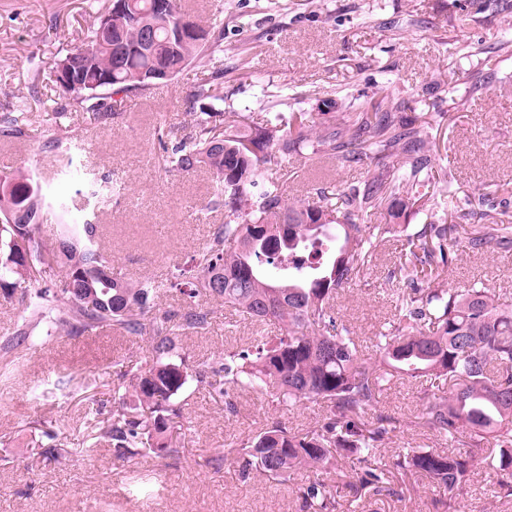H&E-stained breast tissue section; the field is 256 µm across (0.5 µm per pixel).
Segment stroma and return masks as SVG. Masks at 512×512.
<instances>
[{
	"label": "stroma",
	"instance_id": "35a3bbf8",
	"mask_svg": "<svg viewBox=\"0 0 512 512\" xmlns=\"http://www.w3.org/2000/svg\"><path fill=\"white\" fill-rule=\"evenodd\" d=\"M108 0H0V109L21 106L30 112L34 132L22 142L0 140V162L16 169L39 162L47 186H55V163L45 151L44 131L54 123L58 95L52 70L62 47L76 45ZM460 0H190L206 18L224 17V98L238 111H277V98L302 92V107L315 109L326 93L373 94L391 87L409 101L413 115L425 112L418 94L439 83L442 98H466L463 109L431 115L430 132L439 166H452L454 202L468 204L475 224L487 221L492 205L512 207V55L501 58L487 76L481 54L463 53L471 35L494 43L512 36V0H493L478 23L461 27L455 17ZM215 61L202 60L175 81L156 85L143 96L128 97L109 125L76 122V133L93 143L77 150L81 172L125 183L120 200L101 207L97 222L116 273L166 281L186 268L223 212L198 213L210 193L205 170H170L160 134L189 137L187 100L195 84L208 77ZM37 97H30V90ZM376 164L351 167L300 159L288 167L289 196L315 198L320 188L367 181ZM400 242L381 245L372 265L361 270L335 302L340 320L371 349L393 315L396 292L405 285L399 270ZM484 284L512 303V249L490 254L463 252L448 284ZM205 331L183 339L186 368L224 350L246 347L258 328L231 317L213 304ZM22 369L0 383V512H304L295 483L256 476L243 480L237 465L216 464L217 453L264 423L279 421L292 431L316 425L324 408L305 403L279 412L257 394H234L236 411L226 414L222 400L189 381L180 457L136 458L119 462L108 442L93 451L72 452L63 462L35 454L31 421L45 422L71 442L85 441L98 420L111 411L114 390L122 386V363L148 355L145 338L117 332L51 336L34 348L18 347ZM75 374L96 382L60 395L54 384ZM425 381L392 385L381 406L403 420L376 459L388 470L391 493L353 495L343 477L334 486L337 512H443V494L421 476L391 473V461L405 448L442 450L448 442L414 422L427 389ZM148 476L153 492L130 496L134 477ZM496 477L475 473L459 512H512V499L495 495Z\"/></svg>",
	"mask_w": 512,
	"mask_h": 512
}]
</instances>
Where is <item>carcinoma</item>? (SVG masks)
<instances>
[{
	"mask_svg": "<svg viewBox=\"0 0 512 512\" xmlns=\"http://www.w3.org/2000/svg\"><path fill=\"white\" fill-rule=\"evenodd\" d=\"M490 6L489 0H465L458 16L465 26ZM188 21L204 33L196 43L183 28ZM142 18L109 27L100 13L80 44L61 49L53 66L76 63L84 82L62 89L55 101L54 132L48 147L70 152L74 135L61 123L76 113L108 124L130 96L144 95L158 82L154 73L177 76L195 61L224 57V24L208 23L182 11L172 0L168 24L141 43ZM512 52L501 37L485 49L484 67L495 71L497 57ZM112 74V82L97 77ZM224 70L198 82L188 99L192 133L168 149V167L180 172L204 168L211 192L203 209H224L217 225L193 259L190 273L178 274L183 303L156 309L161 285L153 278L134 281L114 275L112 255L97 236L95 212L79 222L69 217L68 198L45 195L36 171L0 172V296L20 294L24 315L0 349L37 345L63 333L91 336L111 330L146 337L150 356L129 359L122 377L126 393L114 399L112 412L95 427V439L112 444L113 456H177L183 418L181 394L194 379L224 398L234 412L230 391L250 389L271 403L320 402L326 413L314 428L296 433L279 422L261 428L224 449L218 461L238 466L242 477L257 473L286 482L306 475L300 488L312 512H335L331 475L348 459L351 489L379 494L388 490L374 458L397 418L380 410L383 391L398 381L448 383L426 394L418 423L467 450L410 449L395 455L394 466L418 474L443 489L442 507L454 499L480 465L499 476L500 494L512 497V305L484 285L447 287L458 258V228L471 212L448 204L452 173L434 170L436 144L429 122L406 112L400 93L382 88L372 96L329 97L310 112H226ZM29 113H0V139L30 137ZM331 158L342 166L377 158L381 167L363 187L322 188L317 201L290 200L282 191L283 170L299 158ZM125 184L84 180L88 202L125 194ZM385 214L387 224L360 220ZM420 216L424 223L406 235L399 259L408 287L396 297L387 330L376 337L367 356L349 328L338 320L339 290L376 259L395 221ZM56 220L54 241L41 226ZM465 249L490 253L512 249V224H480L464 237ZM56 278L40 281L41 273ZM220 301L253 324L277 332L259 336L245 348L200 360L194 375L184 368L182 337L209 324L211 301ZM46 441L40 455L55 461L70 453L68 442L38 424Z\"/></svg>",
	"mask_w": 512,
	"mask_h": 512,
	"instance_id": "obj_1",
	"label": "carcinoma"
}]
</instances>
